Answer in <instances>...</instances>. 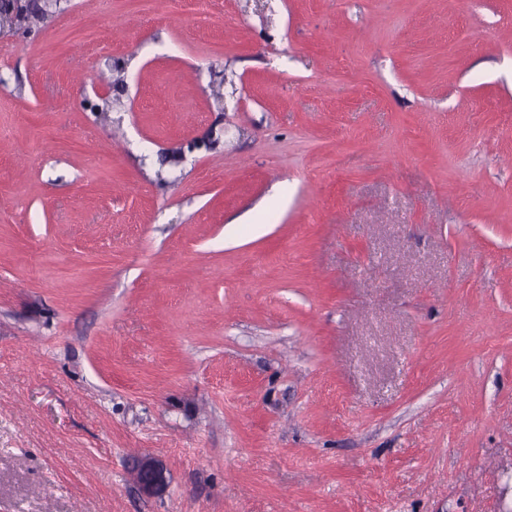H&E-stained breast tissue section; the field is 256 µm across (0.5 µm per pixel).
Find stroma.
<instances>
[{
  "label": "stroma",
  "mask_w": 512,
  "mask_h": 512,
  "mask_svg": "<svg viewBox=\"0 0 512 512\" xmlns=\"http://www.w3.org/2000/svg\"><path fill=\"white\" fill-rule=\"evenodd\" d=\"M0 512H512V0L1 28ZM136 471L137 481L145 493H153L165 484V468L152 457L143 458L136 466Z\"/></svg>",
  "instance_id": "obj_1"
}]
</instances>
